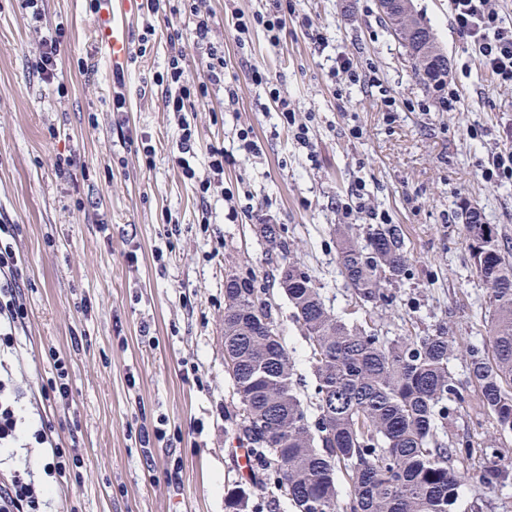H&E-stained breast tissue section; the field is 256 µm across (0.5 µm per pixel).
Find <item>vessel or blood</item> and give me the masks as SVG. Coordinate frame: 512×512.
<instances>
[{
	"mask_svg": "<svg viewBox=\"0 0 512 512\" xmlns=\"http://www.w3.org/2000/svg\"><path fill=\"white\" fill-rule=\"evenodd\" d=\"M99 21L94 31L95 46L113 70H124L131 57V42L125 21L138 12L141 0H100Z\"/></svg>",
	"mask_w": 512,
	"mask_h": 512,
	"instance_id": "obj_1",
	"label": "vessel or blood"
}]
</instances>
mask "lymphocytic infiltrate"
Returning <instances> with one entry per match:
<instances>
[{
  "label": "lymphocytic infiltrate",
  "instance_id": "f902f5d3",
  "mask_svg": "<svg viewBox=\"0 0 512 512\" xmlns=\"http://www.w3.org/2000/svg\"><path fill=\"white\" fill-rule=\"evenodd\" d=\"M183 6L193 19V27L187 34L173 29L170 39L177 44L188 38L195 46L206 49L207 80L199 84L189 83L185 78V54L174 51L156 77L161 88L162 108L177 114L187 111L193 101L206 99L211 87L219 86L224 90L225 111H235L238 92L227 77L223 51L212 41L209 0H183ZM450 9L456 26L477 50L483 69L495 82L512 86V23L500 15L494 0H450ZM295 13L294 0H269L268 7L248 16H238L234 38L239 48L249 45L253 31L258 28L270 44H279L289 17ZM251 80L265 92L264 102L258 105L259 111L278 112L283 123L294 127L296 141L307 144L306 125L297 123L294 110L279 89L271 86L265 72L252 69ZM15 246V225L0 224V350L15 347L17 333L25 328L29 319ZM43 496V490L21 471H14L9 478L0 480V512H43Z\"/></svg>",
  "mask_w": 512,
  "mask_h": 512
}]
</instances>
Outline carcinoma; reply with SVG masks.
<instances>
[{"label":"carcinoma","mask_w":512,"mask_h":512,"mask_svg":"<svg viewBox=\"0 0 512 512\" xmlns=\"http://www.w3.org/2000/svg\"><path fill=\"white\" fill-rule=\"evenodd\" d=\"M401 36L423 84L446 83L448 62L432 30L410 12ZM466 243L477 275L489 287L490 349L465 351L469 382L498 432L512 433V262L495 224L465 209ZM271 249L288 252L282 224L255 227ZM336 264L365 302H386L388 286L408 269L401 230L368 229L360 243L336 227ZM278 282L310 342L316 378L315 414L298 392L294 362L279 334L267 289L247 269L224 285V367L238 397L237 440L252 453L251 481L272 484L296 512H338L337 476L351 497L345 512H455L460 491L501 474L487 449L468 438L437 436L464 395L449 369L447 332L387 339L337 317L303 264L278 267Z\"/></svg>","instance_id":"carcinoma-1"}]
</instances>
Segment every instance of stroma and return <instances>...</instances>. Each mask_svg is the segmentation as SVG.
<instances>
[{
  "instance_id": "stroma-1",
  "label": "stroma",
  "mask_w": 512,
  "mask_h": 512,
  "mask_svg": "<svg viewBox=\"0 0 512 512\" xmlns=\"http://www.w3.org/2000/svg\"><path fill=\"white\" fill-rule=\"evenodd\" d=\"M448 59L457 103L441 106L424 88L402 45L380 19L377 0H296L278 46L255 32L249 53L234 40L231 12L260 9V0H210L214 31L238 89L237 111L217 94L185 116L163 111L155 83L171 52L172 27L188 14L158 17L146 55L125 72L128 110L111 111L112 67L96 53L98 17L86 0H44L33 22L24 0H0V217L17 226L29 320L14 353L0 358L24 397L27 420H49L52 436L82 461L78 479L50 484L40 445L0 461L10 473L30 463L36 483L49 485L47 512H228L242 492L244 512H295L274 486L239 473L233 454L237 411L224 368V282L253 268L276 307L280 335L294 361L305 406L315 404L311 351L278 284L283 259L306 265L328 308L368 332L392 338L446 328L458 350L450 360L465 397L453 431L479 446L495 445L502 475L467 483L456 512H512V435L497 434L468 380L461 349L488 348L487 286L465 240L462 210L478 208L498 225L512 253V183L490 182L489 154L512 145V89L496 86L459 33L448 0H413ZM307 15L326 41L318 47L300 26ZM65 30L64 94L32 68L40 41ZM375 83L336 86L329 75L338 53ZM261 68L309 128L311 148L292 141L276 112H259L250 77ZM395 101L386 111L385 97ZM196 127V180L174 162L179 124ZM252 127L259 157H238L224 169L222 193L201 198L209 146L238 147ZM61 137H52V129ZM147 137L152 166L127 145ZM75 166L57 169V158ZM402 230L409 271L390 286L389 301L360 300L336 264L335 225L365 238L372 213ZM208 232H201L202 217ZM109 228L101 230L99 219ZM285 226L288 252L271 250L255 233L266 219ZM137 263H129L128 253ZM69 357L73 405L50 406L44 393L55 375L53 353ZM165 438L144 452L140 426ZM180 467L179 484L167 472Z\"/></svg>"
}]
</instances>
